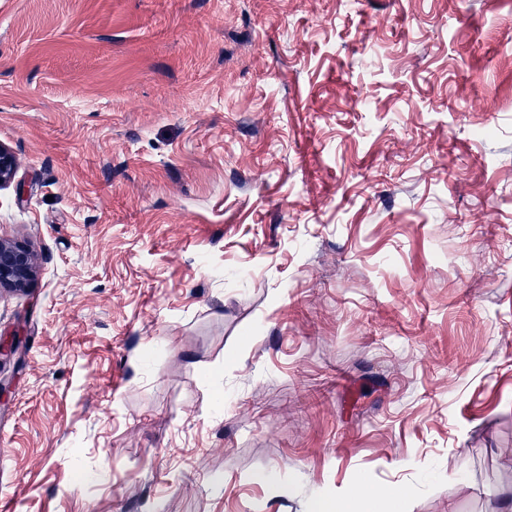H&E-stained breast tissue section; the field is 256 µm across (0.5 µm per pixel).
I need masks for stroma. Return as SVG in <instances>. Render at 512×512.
<instances>
[{
  "label": "stroma",
  "instance_id": "35a3bbf8",
  "mask_svg": "<svg viewBox=\"0 0 512 512\" xmlns=\"http://www.w3.org/2000/svg\"><path fill=\"white\" fill-rule=\"evenodd\" d=\"M0 143L14 512H499L512 0H0ZM36 273L31 249L20 242L0 237V291L27 289Z\"/></svg>",
  "mask_w": 512,
  "mask_h": 512
}]
</instances>
